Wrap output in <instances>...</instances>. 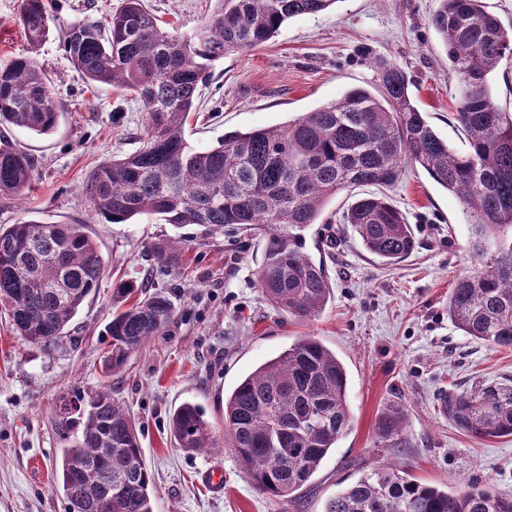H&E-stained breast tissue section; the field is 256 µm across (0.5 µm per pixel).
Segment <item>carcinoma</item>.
Returning a JSON list of instances; mask_svg holds the SVG:
<instances>
[{
  "instance_id": "cac0c4a2",
  "label": "carcinoma",
  "mask_w": 512,
  "mask_h": 512,
  "mask_svg": "<svg viewBox=\"0 0 512 512\" xmlns=\"http://www.w3.org/2000/svg\"><path fill=\"white\" fill-rule=\"evenodd\" d=\"M215 2L190 37L162 27L143 0H123L105 21L65 31L63 49L86 82L129 92L147 112L142 146L88 178L84 194L95 214L110 224L158 215L213 234L231 225L254 230L265 238L259 283L266 300L308 319L325 308L331 288L323 264L305 248V230L337 192L392 185L415 164L459 200L469 223L471 269L448 294V318L467 336L511 348L512 113L495 104L489 75L512 63V30L483 0H440L432 17L447 49L448 73L461 88L455 119L468 135L463 154L450 150L414 104L406 73L387 64L374 92L354 88L285 126L233 132L200 150L185 131L211 62L266 43L287 20L324 11L336 0ZM19 20L36 50L49 32L44 0H21ZM61 111L34 57L0 63V126L48 135ZM34 168L31 155L0 138L1 196L21 195ZM342 221L383 261H399L414 248L409 224L379 195L356 201ZM104 270L83 224L27 221L0 228V308L11 331L35 348L48 351L67 336ZM117 292L129 303L107 325L106 381L55 415L60 432L77 428L59 463L66 512H155L135 419L112 398L110 378L164 331L175 309L167 296L139 295L132 283ZM346 394L343 364L316 337L302 336L224 396L225 440L189 402L170 415L169 431L186 452L228 444L262 491L288 502L350 429ZM445 400V414L462 432L512 436V379L455 388ZM405 419L402 406L385 408L376 447H401ZM324 512H512V495L475 484L450 495L387 464L336 493Z\"/></svg>"
}]
</instances>
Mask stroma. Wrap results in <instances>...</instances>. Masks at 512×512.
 <instances>
[{
    "instance_id": "35a3bbf8",
    "label": "stroma",
    "mask_w": 512,
    "mask_h": 512,
    "mask_svg": "<svg viewBox=\"0 0 512 512\" xmlns=\"http://www.w3.org/2000/svg\"><path fill=\"white\" fill-rule=\"evenodd\" d=\"M121 3L55 0L50 33L34 51L18 22L21 0H0V61L34 52L63 105L51 134L5 128L36 167L23 196L0 197V226L27 220L85 225L106 266L60 349L31 346L0 313V512H65L55 479L65 441L52 421L62 399L99 388L105 327L122 303L116 289L123 282L164 293L176 310L165 331L112 380L113 398L131 410L140 429L155 512H323L337 491L391 461L452 494L472 483L512 494V436H469L438 408L456 386L511 378L512 348L466 336L450 321L448 293L469 266L468 221L458 200L420 166H407L385 190L415 236L413 253L399 263H382L340 222L368 187L327 201L320 223L305 236L310 255L327 268L332 294L308 320L288 316L263 296L259 236L229 227L211 236L201 226L176 228L151 215L109 224L92 211L83 193L88 175L140 147L146 114L131 94L88 84L62 39L72 23L103 20ZM146 3L182 37L216 7L215 0ZM439 6L440 0H337L288 20L267 43L212 62L188 141L204 149L228 132L287 124L350 88L375 87L380 66L391 63L405 71L417 107L439 135L454 150H466L454 118L458 85L431 24ZM158 244L167 246L166 258L157 257ZM302 336L318 338L344 364L351 426L295 500L284 503L263 492L230 449L179 448L168 419L188 401L222 426L225 393ZM391 404L407 409V441L380 448L375 425ZM209 468L222 469V493L202 483Z\"/></svg>"
}]
</instances>
